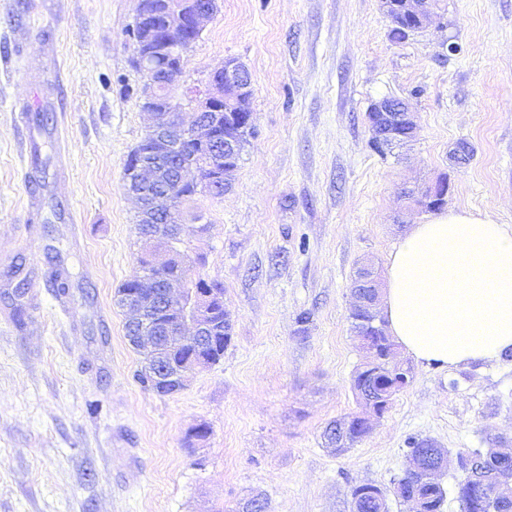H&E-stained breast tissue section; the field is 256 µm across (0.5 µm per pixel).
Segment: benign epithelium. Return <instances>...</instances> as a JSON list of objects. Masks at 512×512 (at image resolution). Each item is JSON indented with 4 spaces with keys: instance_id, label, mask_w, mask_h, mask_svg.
<instances>
[{
    "instance_id": "1",
    "label": "benign epithelium",
    "mask_w": 512,
    "mask_h": 512,
    "mask_svg": "<svg viewBox=\"0 0 512 512\" xmlns=\"http://www.w3.org/2000/svg\"><path fill=\"white\" fill-rule=\"evenodd\" d=\"M159 13L163 18L160 30L149 24L150 12L146 11L145 0H140L139 12L135 18L139 28L133 46L136 66L143 74L140 89V102L144 111L152 116V124L147 130L150 148L144 152L136 149L132 153L134 169L140 190H129L139 198L147 195L145 218L152 220L165 217L173 223L174 237L181 239V224L176 219V211L171 202L184 183H191L204 195L219 191L222 170L218 168V150L209 149L214 140L215 130L220 128L224 108L230 106L239 112L247 113V122H253L250 108L252 95L251 78L246 67L237 60L226 59L218 63L211 75L222 74L224 80H209L204 86H188L184 91L187 105L193 111V119H185L183 109H172L165 104L173 87L179 83L183 72L164 76V68L159 63L168 50H178L187 42L186 32L193 29L202 32L205 23L213 13L214 5L198 6L196 0H159ZM396 9L410 16L418 27H423L430 13V0H382L383 13ZM375 112L387 113L390 123L403 125L412 134L417 132L412 113L405 103L395 104L392 98H383L372 105ZM195 141L205 150V155L197 165H187L182 160L183 143ZM174 166L171 181L162 185L158 182L157 165ZM146 263L155 269H165L172 264L183 270L189 266L188 257L177 245L165 248V257L158 258L159 250L152 243L145 244ZM367 287L372 289L369 297L356 296V307L376 312L379 298V283L374 268H369ZM124 308L129 314L128 323L132 330H140L136 341L139 348L151 356L159 355L163 340L177 339L180 343L194 347L209 337L213 331V318L217 314L213 295L207 288H189L182 277L162 281L160 290L131 291L124 299ZM360 347L367 355L360 367L363 377L378 383V389H368L359 401L367 412L357 416L358 423L365 431H370V417H381L388 409L394 395L408 385L411 379L410 368L396 360L394 348L386 347V356H378L371 347V339L360 338ZM206 368L205 360L191 356L174 367H156L154 376L167 382L184 383L189 372Z\"/></svg>"
}]
</instances>
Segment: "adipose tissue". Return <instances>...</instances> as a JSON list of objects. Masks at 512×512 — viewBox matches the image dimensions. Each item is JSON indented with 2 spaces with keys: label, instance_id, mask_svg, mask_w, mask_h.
<instances>
[{
  "label": "adipose tissue",
  "instance_id": "1",
  "mask_svg": "<svg viewBox=\"0 0 512 512\" xmlns=\"http://www.w3.org/2000/svg\"><path fill=\"white\" fill-rule=\"evenodd\" d=\"M382 314L387 333L426 364L512 349V231L453 208L412 225L389 256Z\"/></svg>",
  "mask_w": 512,
  "mask_h": 512
}]
</instances>
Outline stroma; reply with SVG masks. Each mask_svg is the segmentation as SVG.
<instances>
[{
    "label": "stroma",
    "mask_w": 512,
    "mask_h": 512,
    "mask_svg": "<svg viewBox=\"0 0 512 512\" xmlns=\"http://www.w3.org/2000/svg\"><path fill=\"white\" fill-rule=\"evenodd\" d=\"M138 8L0 0V512H237L256 495L266 512H351L353 486L400 476L412 435L447 449L443 512H460L458 452L512 448V352L414 363L345 452L323 430L362 411L353 274L365 259L386 271L408 226L429 218L402 191L447 177L448 207L512 230V0H437L402 43L380 0H218L184 78L243 62L255 131L232 188L185 206L182 238L223 282L232 335L171 395L140 382L113 303L141 251L123 188L150 124L128 36ZM386 96L406 102L417 136L380 155L367 111ZM23 101L49 114L45 132L17 121ZM461 140L475 154L458 166ZM26 171L38 179L29 213ZM201 424L207 438L188 446Z\"/></svg>",
    "instance_id": "obj_1"
}]
</instances>
